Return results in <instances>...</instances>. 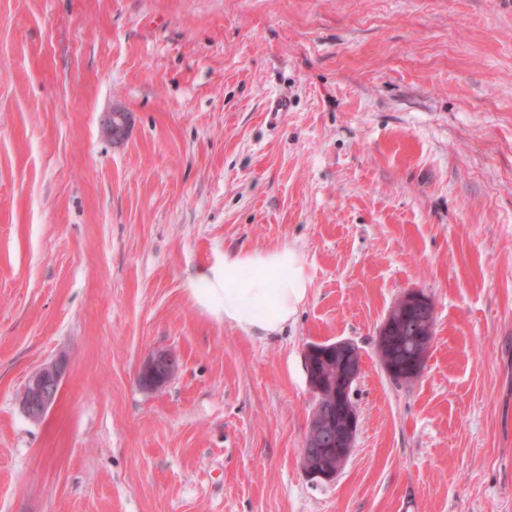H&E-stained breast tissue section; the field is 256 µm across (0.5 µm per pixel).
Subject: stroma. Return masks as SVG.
<instances>
[{
    "instance_id": "obj_1",
    "label": "stroma",
    "mask_w": 512,
    "mask_h": 512,
    "mask_svg": "<svg viewBox=\"0 0 512 512\" xmlns=\"http://www.w3.org/2000/svg\"><path fill=\"white\" fill-rule=\"evenodd\" d=\"M281 245L311 285L280 336L189 296ZM411 289L435 335L398 385ZM341 339L361 426L315 483L304 350ZM0 512H512V0H0ZM129 127V116L125 112H109L103 121V133L112 141L119 142L127 134ZM430 298L420 291H406L388 311L378 330V355L387 375L402 383L418 379L426 366L433 342V314ZM435 322V318L433 323ZM420 325L415 328V324ZM411 331V336L406 334ZM411 347L404 350V343ZM179 366L177 355L169 350H156L144 361L140 370V382L143 386L154 388L172 377ZM65 373L62 361H51L34 371L28 378L23 394L22 408L29 419L41 420L56 402Z\"/></svg>"
}]
</instances>
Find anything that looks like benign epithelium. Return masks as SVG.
Masks as SVG:
<instances>
[{"label":"benign epithelium","mask_w":512,"mask_h":512,"mask_svg":"<svg viewBox=\"0 0 512 512\" xmlns=\"http://www.w3.org/2000/svg\"><path fill=\"white\" fill-rule=\"evenodd\" d=\"M129 127L125 112H109L103 121L104 135L114 142L123 140ZM433 314L429 297L417 290L400 296L388 311L378 330V353L382 368L403 383L418 379L426 366L433 342ZM304 359L309 385L317 395L304 447L302 466L317 482L336 480L348 463L360 430V415L351 405L349 394L362 373L359 347L349 340L314 343L306 347ZM179 366L177 355L156 350L140 370L143 386L154 388L172 377ZM65 373L61 361H51L28 378L22 408L29 419L41 420L56 402Z\"/></svg>","instance_id":"obj_1"}]
</instances>
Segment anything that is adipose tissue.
<instances>
[{
	"instance_id": "1",
	"label": "adipose tissue",
	"mask_w": 512,
	"mask_h": 512,
	"mask_svg": "<svg viewBox=\"0 0 512 512\" xmlns=\"http://www.w3.org/2000/svg\"><path fill=\"white\" fill-rule=\"evenodd\" d=\"M301 252L284 245L225 254L189 281V292L212 318L250 337L280 334L308 297Z\"/></svg>"
}]
</instances>
